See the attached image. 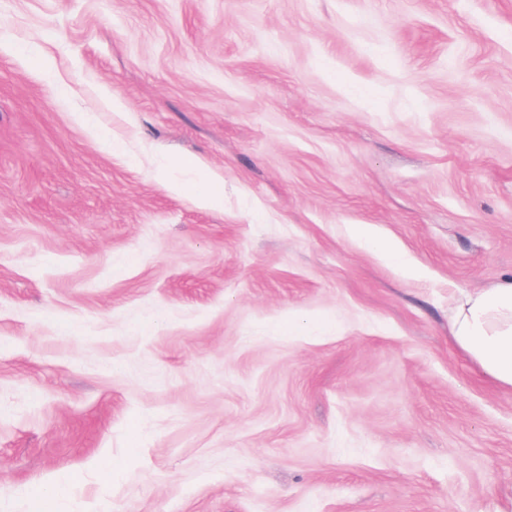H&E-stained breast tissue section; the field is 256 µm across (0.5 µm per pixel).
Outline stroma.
<instances>
[{
    "instance_id": "obj_1",
    "label": "stroma",
    "mask_w": 512,
    "mask_h": 512,
    "mask_svg": "<svg viewBox=\"0 0 512 512\" xmlns=\"http://www.w3.org/2000/svg\"><path fill=\"white\" fill-rule=\"evenodd\" d=\"M511 276L512 0H0V512H512ZM179 165L184 168H195L198 178L193 185V193L202 205L209 208H220L224 205V189L215 183L206 172L199 170L196 161L191 157H183ZM451 332L456 345L504 390H512V277L464 291Z\"/></svg>"
}]
</instances>
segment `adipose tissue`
I'll use <instances>...</instances> for the list:
<instances>
[{
	"label": "adipose tissue",
	"instance_id": "adipose-tissue-1",
	"mask_svg": "<svg viewBox=\"0 0 512 512\" xmlns=\"http://www.w3.org/2000/svg\"><path fill=\"white\" fill-rule=\"evenodd\" d=\"M451 332L456 345L485 375L512 390V278L463 292Z\"/></svg>",
	"mask_w": 512,
	"mask_h": 512
}]
</instances>
